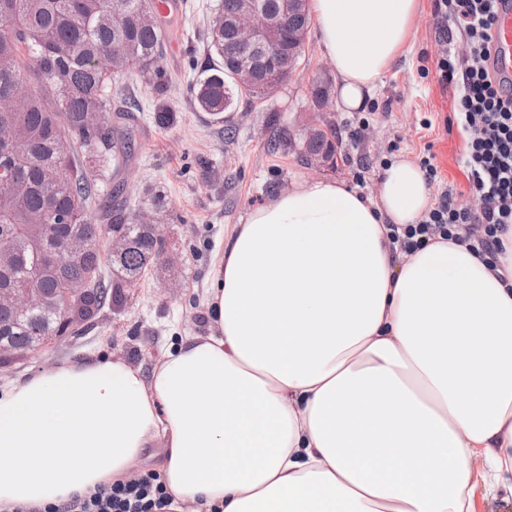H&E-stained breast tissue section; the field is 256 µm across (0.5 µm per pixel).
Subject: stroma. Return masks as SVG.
<instances>
[{"instance_id": "35a3bbf8", "label": "stroma", "mask_w": 512, "mask_h": 512, "mask_svg": "<svg viewBox=\"0 0 512 512\" xmlns=\"http://www.w3.org/2000/svg\"><path fill=\"white\" fill-rule=\"evenodd\" d=\"M217 2L172 0L162 20L168 47L158 62L168 78L164 90L137 76L119 81L112 90L113 101L130 99L142 107L133 123V159L119 174L127 210L138 212L150 206L152 194L161 195V227L172 243L174 265L152 267L84 335L67 338L41 357L0 369V394L31 376L89 357L121 359L147 372L179 336L207 333L204 298L224 241L250 210L306 178L298 160L299 130L313 118L336 124V163L321 170V177L345 181L375 197L385 163L399 158L416 162L428 149L445 182L462 203H469L461 163L466 135L459 128L446 130L444 123L453 93L423 74L443 50L432 26L433 0H421L408 47L372 91L369 101L377 109L357 139L349 125L360 115L339 105L336 71L314 23L295 71L274 97L239 103L221 115L200 111L189 83L207 59L206 23ZM320 90L327 94L328 109H321L316 98ZM158 108L169 111L168 125L155 122ZM425 119L431 120V129L421 128ZM277 135L283 138L281 147L268 151L267 141ZM174 278L181 286L172 291L168 284Z\"/></svg>"}]
</instances>
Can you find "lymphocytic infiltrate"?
Returning <instances> with one entry per match:
<instances>
[{"instance_id":"obj_1","label":"lymphocytic infiltrate","mask_w":512,"mask_h":512,"mask_svg":"<svg viewBox=\"0 0 512 512\" xmlns=\"http://www.w3.org/2000/svg\"><path fill=\"white\" fill-rule=\"evenodd\" d=\"M495 2L435 0L433 11L439 37L458 32L469 48L463 58L443 50L435 76L456 90L445 125L460 126L467 135L462 168L477 205H462L453 190L441 189L418 223L389 225L393 251L411 255L437 237L468 242L493 264L506 251L501 236L512 225V80L500 78L491 63ZM171 504L160 474L147 472L100 484L44 512H170Z\"/></svg>"}]
</instances>
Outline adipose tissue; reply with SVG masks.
<instances>
[{"label": "adipose tissue", "mask_w": 512, "mask_h": 512, "mask_svg": "<svg viewBox=\"0 0 512 512\" xmlns=\"http://www.w3.org/2000/svg\"><path fill=\"white\" fill-rule=\"evenodd\" d=\"M345 111L409 42L420 0H309ZM431 204L392 161L377 198L303 179L224 245L207 335L150 374L65 363L0 396V506L62 503L161 446L176 501L212 512H474L480 466L512 482V249L393 253Z\"/></svg>", "instance_id": "ef3b65f1"}]
</instances>
